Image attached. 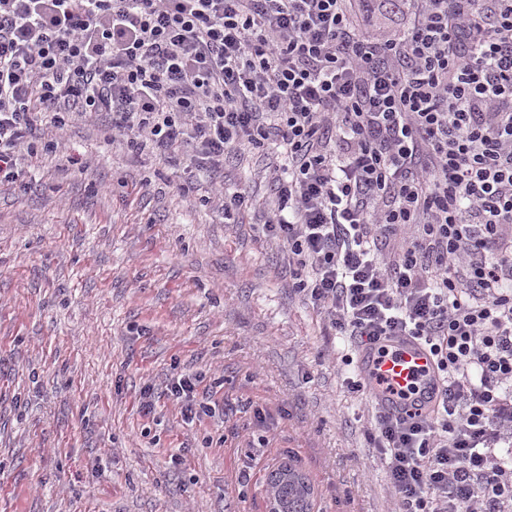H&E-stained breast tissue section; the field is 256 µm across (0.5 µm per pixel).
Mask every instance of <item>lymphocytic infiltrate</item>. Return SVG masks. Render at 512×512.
Returning <instances> with one entry per match:
<instances>
[{
	"label": "lymphocytic infiltrate",
	"mask_w": 512,
	"mask_h": 512,
	"mask_svg": "<svg viewBox=\"0 0 512 512\" xmlns=\"http://www.w3.org/2000/svg\"><path fill=\"white\" fill-rule=\"evenodd\" d=\"M87 115L194 175L280 151L296 293L434 360V409L373 426L400 512H512V0H0V182ZM168 395L212 411L193 375Z\"/></svg>",
	"instance_id": "lymphocytic-infiltrate-1"
}]
</instances>
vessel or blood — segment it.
<instances>
[{
    "label": "vessel or blood",
    "instance_id": "b4317fda",
    "mask_svg": "<svg viewBox=\"0 0 512 512\" xmlns=\"http://www.w3.org/2000/svg\"><path fill=\"white\" fill-rule=\"evenodd\" d=\"M358 370L377 407L397 417L430 405L434 363L429 352L409 336H384L358 354ZM425 377L420 394L406 396L414 377Z\"/></svg>",
    "mask_w": 512,
    "mask_h": 512
}]
</instances>
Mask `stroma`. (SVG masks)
Instances as JSON below:
<instances>
[{"mask_svg":"<svg viewBox=\"0 0 512 512\" xmlns=\"http://www.w3.org/2000/svg\"><path fill=\"white\" fill-rule=\"evenodd\" d=\"M109 135L74 122L0 183V512H268L285 462L312 512H397L375 404L262 231L273 157L186 193L181 169ZM69 154L88 167L61 170ZM225 185L252 199L234 224L202 198ZM183 372L225 417L184 422L165 396Z\"/></svg>","mask_w":512,"mask_h":512,"instance_id":"stroma-1","label":"stroma"}]
</instances>
